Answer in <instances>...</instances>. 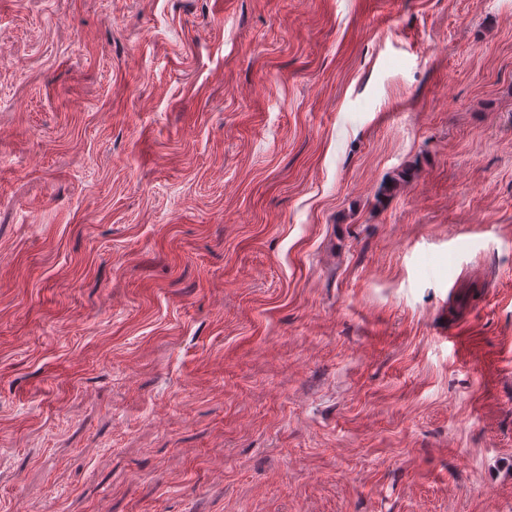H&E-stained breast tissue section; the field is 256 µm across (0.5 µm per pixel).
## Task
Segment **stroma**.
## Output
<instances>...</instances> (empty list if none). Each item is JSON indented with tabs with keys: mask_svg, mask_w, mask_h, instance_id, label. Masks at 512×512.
<instances>
[{
	"mask_svg": "<svg viewBox=\"0 0 512 512\" xmlns=\"http://www.w3.org/2000/svg\"><path fill=\"white\" fill-rule=\"evenodd\" d=\"M0 512H512V0H0Z\"/></svg>",
	"mask_w": 512,
	"mask_h": 512,
	"instance_id": "obj_1",
	"label": "stroma"
}]
</instances>
